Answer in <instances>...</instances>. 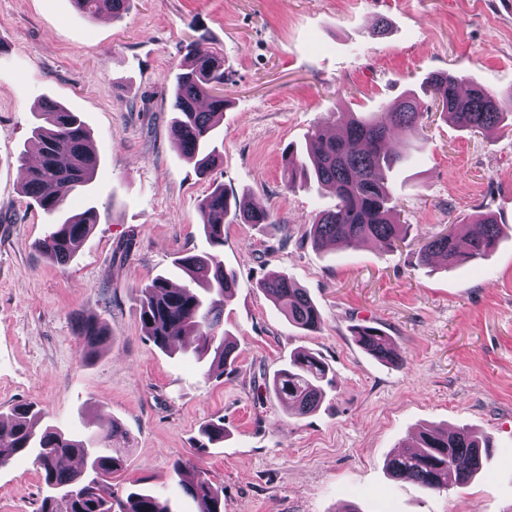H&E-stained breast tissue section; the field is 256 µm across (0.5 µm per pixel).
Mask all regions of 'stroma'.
<instances>
[{"mask_svg":"<svg viewBox=\"0 0 512 512\" xmlns=\"http://www.w3.org/2000/svg\"><path fill=\"white\" fill-rule=\"evenodd\" d=\"M196 40L223 56L229 101L223 158L205 175L169 138L174 76ZM437 71L512 91L500 0H130L117 20L70 0H0V414L35 403L76 436L119 424L132 453L115 492L161 493L174 512H196L177 460L223 488L224 512H512V130L472 135L425 113V146L389 175L411 225L395 252L315 247L311 219L336 200L313 180L287 188L283 170L285 148L315 126L380 111ZM44 99L80 116L99 155L63 205L66 217L97 215L64 266L34 249L51 219L21 190ZM218 184L288 227L224 226L237 286L223 329L236 348L220 377L147 340L139 305L152 278L182 282L175 260L208 250L199 205ZM479 211L501 226L492 252L419 264L424 237ZM272 274L307 290L319 332L292 326L258 289ZM87 318L110 334L88 356L76 336ZM359 324L383 329L403 366L367 355ZM301 348L332 376L305 416L267 388ZM219 420L223 441L200 447L201 427ZM425 426L490 436L470 484L438 493L389 475L388 456ZM44 494L33 458L0 468V512H37Z\"/></svg>","mask_w":512,"mask_h":512,"instance_id":"35a3bbf8","label":"stroma"}]
</instances>
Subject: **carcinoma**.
I'll return each mask as SVG.
<instances>
[{
    "label": "carcinoma",
    "mask_w": 512,
    "mask_h": 512,
    "mask_svg": "<svg viewBox=\"0 0 512 512\" xmlns=\"http://www.w3.org/2000/svg\"><path fill=\"white\" fill-rule=\"evenodd\" d=\"M129 0H73L79 12L96 18L110 14L120 19ZM461 79L446 72L426 78L424 91L434 105L451 116L455 124L472 133L512 127V91L497 92L476 85V91L459 93ZM224 83V57L192 45L187 60L175 75L172 111L177 116L169 127L173 145L186 159L195 162L203 174L220 157L215 129L227 102L217 92ZM424 102L415 92L396 103L359 118L351 112L336 117V131L324 133L315 127L306 138L305 156L297 158L290 146L284 154L288 188L314 176L319 186L335 196L333 208L315 215L309 230L314 246H358L376 243L394 251L406 242L409 225L401 220V208L387 173L408 157L388 148L393 132L420 139ZM32 138L41 150L37 166H24L23 193L48 215L61 210L59 189L86 187L93 179L98 156L90 133L76 113L51 102L42 104L32 128ZM202 226L212 247L210 252L187 254L177 259L189 283L170 286L164 275L154 277L141 290L140 318L144 335L162 350L182 344L183 337L196 338L194 353L202 358L213 354L208 374H224L232 362L234 345L219 333L224 309L232 299L236 279L224 267L218 248L224 246V220L241 221L260 227L277 224L274 213L250 204L218 184L200 205ZM93 212L68 217L35 243L46 259L67 264L81 247L91 229ZM500 234L490 212L474 215L465 224L426 237L418 252L419 263L439 258L450 267L485 256L493 250ZM259 288L288 317L296 328L312 333L323 318L305 289L286 275L264 278ZM354 335L358 345L375 359L400 365L402 360L386 333L372 325H360ZM106 336L95 320L83 323L79 337L83 348L92 352ZM329 365L306 350H297L277 370L268 390L288 403L298 416L314 412L330 384ZM43 413L33 404L15 406L10 415H0V466L28 454L43 471L46 494L38 512H171L167 501L154 492L138 489L118 498L112 491V474L120 471L130 449L117 424L77 439L55 426H41ZM490 448L487 436L466 428L450 433L427 427L414 445L393 454L387 469L396 478H409L428 491H447L468 484L482 468V454ZM186 494L199 504V512H224V490L205 476L183 484Z\"/></svg>",
    "instance_id": "obj_1"
}]
</instances>
